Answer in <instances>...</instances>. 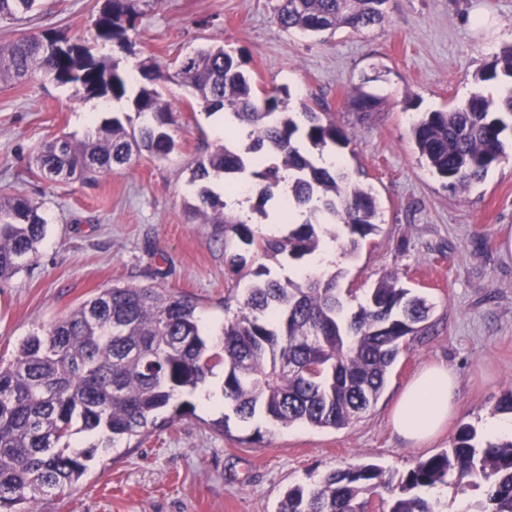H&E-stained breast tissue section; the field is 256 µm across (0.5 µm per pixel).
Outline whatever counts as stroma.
Here are the masks:
<instances>
[{
  "label": "stroma",
  "mask_w": 512,
  "mask_h": 512,
  "mask_svg": "<svg viewBox=\"0 0 512 512\" xmlns=\"http://www.w3.org/2000/svg\"><path fill=\"white\" fill-rule=\"evenodd\" d=\"M277 0H140L129 47L114 53L130 72L160 67L206 46L241 61L262 88H287V109L325 104L350 138L333 147L352 178L381 205V230L352 256H339L340 285L353 295L383 278L426 295L435 308L427 335L402 354L374 404L339 429L282 426L263 415L241 421L230 405L211 410L191 394L193 414L154 430L131 448L97 454L67 497H44L40 512H276L289 487L312 484L349 463L404 473L415 461L451 447L460 426L482 429L512 384V154L468 191L445 187L418 159L412 125L421 113L463 104L476 91L500 87L475 76L512 43V0H388L386 18L359 34L316 37L276 24ZM102 0H43L23 20H0V44L20 33L56 30L92 41ZM382 97L363 116L347 107L354 88ZM176 123L165 159L135 158L130 171L95 182H51L32 163L39 147L60 136L84 138L86 114L118 115L139 128L132 100L120 110L103 98L35 77L0 83V194L43 202L48 230L36 262L0 282V345L34 330L112 286L152 285L197 298L208 335L233 317L243 288L232 272L244 258L264 278L286 279L307 260L248 251L222 225L203 223L194 208L201 189L222 195L224 178L192 182L197 160L224 144L244 148L234 130L218 132L189 91L160 87ZM440 364L458 380L457 412L424 445L402 439L390 422L399 392L426 366ZM225 429H217L220 418Z\"/></svg>",
  "instance_id": "obj_1"
}]
</instances>
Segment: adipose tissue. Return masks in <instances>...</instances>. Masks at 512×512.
Returning a JSON list of instances; mask_svg holds the SVG:
<instances>
[{"label":"adipose tissue","mask_w":512,"mask_h":512,"mask_svg":"<svg viewBox=\"0 0 512 512\" xmlns=\"http://www.w3.org/2000/svg\"><path fill=\"white\" fill-rule=\"evenodd\" d=\"M457 381L442 366L424 369L401 391L392 414L397 432L421 443L440 433L455 406Z\"/></svg>","instance_id":"adipose-tissue-1"}]
</instances>
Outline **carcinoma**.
Instances as JSON below:
<instances>
[{
    "label": "carcinoma",
    "mask_w": 512,
    "mask_h": 512,
    "mask_svg": "<svg viewBox=\"0 0 512 512\" xmlns=\"http://www.w3.org/2000/svg\"><path fill=\"white\" fill-rule=\"evenodd\" d=\"M38 2L0 0V18L30 12ZM386 2L279 0L275 20L285 32L360 33L382 23ZM137 17L134 0H105L93 21L94 42L125 49ZM140 70L147 84L134 102L148 121L139 134L114 118L82 140L44 144L35 167L52 180L78 175L92 182L128 164L135 149L167 158L174 150L168 126L176 120L154 85L172 81L191 89L206 111L232 115L251 138L243 153L224 145L201 158L191 181L248 173L262 200L286 182V211L306 213L288 235L257 238L248 224L224 215L204 188L196 210L209 223L224 225L266 256L292 259L317 251L321 232L342 240L343 254L351 255L378 231L372 191L340 166L318 165L311 154L347 144L325 106L304 103L297 117L286 115L285 99L259 93L221 46L182 58L173 73L147 62ZM36 74L88 97L121 99L131 88L119 60L53 30L0 46L1 82ZM476 82L497 83L502 93L494 101L474 92L465 104L428 112L412 125L419 158L453 191L468 190L507 157L512 45L493 56ZM381 102L357 88L347 105L367 114ZM45 235L43 202L0 196L1 281L33 264ZM340 277L253 283L238 300L239 312L224 321L220 352L202 333L195 299L152 286L106 288L27 336L12 359L0 358V512H37L41 497L66 494L99 449L146 436L157 427L158 411L195 390L218 364L224 365V398L243 421L261 413L283 426L348 425L377 402L400 355L428 330L433 303L390 278L350 308ZM449 484L464 496L480 492L466 512H512V439H481L465 425L450 450L417 460L398 477L373 464H348L315 487L288 489L276 512H366L370 498L383 491L390 494L381 499L385 512H437L431 493Z\"/></svg>",
    "instance_id": "cac0c4a2"
}]
</instances>
